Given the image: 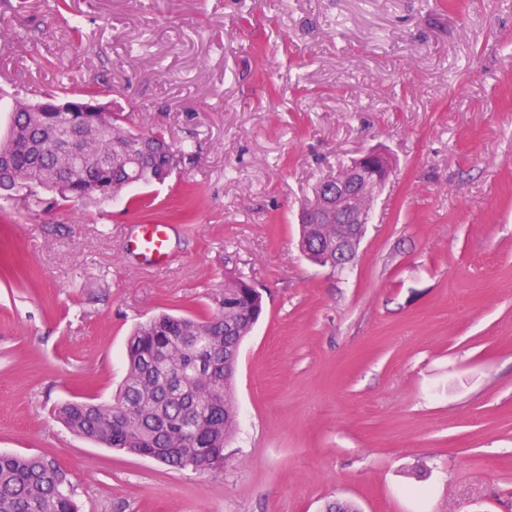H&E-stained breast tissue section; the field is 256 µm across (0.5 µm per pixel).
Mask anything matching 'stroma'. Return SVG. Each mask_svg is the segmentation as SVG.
Segmentation results:
<instances>
[{
	"label": "stroma",
	"mask_w": 512,
	"mask_h": 512,
	"mask_svg": "<svg viewBox=\"0 0 512 512\" xmlns=\"http://www.w3.org/2000/svg\"><path fill=\"white\" fill-rule=\"evenodd\" d=\"M0 0L14 101L95 86L182 155L92 208L0 211V452L54 459L80 512H512V0ZM81 36H74L73 27ZM393 158L352 264L299 247L319 181ZM168 225L162 269L127 251ZM263 295L220 473L72 435L134 327Z\"/></svg>",
	"instance_id": "stroma-1"
}]
</instances>
